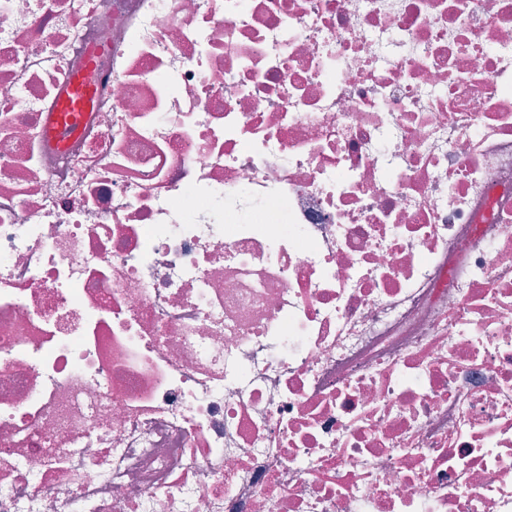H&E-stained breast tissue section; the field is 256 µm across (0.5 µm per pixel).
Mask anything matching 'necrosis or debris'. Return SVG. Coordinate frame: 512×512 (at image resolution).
<instances>
[{"label": "necrosis or debris", "mask_w": 512, "mask_h": 512, "mask_svg": "<svg viewBox=\"0 0 512 512\" xmlns=\"http://www.w3.org/2000/svg\"><path fill=\"white\" fill-rule=\"evenodd\" d=\"M0 512H512V0H0ZM71 97L64 100L58 112L51 115L48 122V133H56L63 136L65 133L75 130L83 106L86 104L90 91L81 78L73 80L70 90Z\"/></svg>", "instance_id": "4bbe7bcc"}]
</instances>
